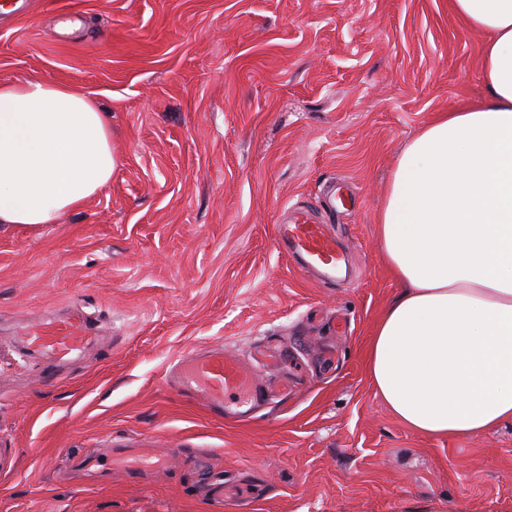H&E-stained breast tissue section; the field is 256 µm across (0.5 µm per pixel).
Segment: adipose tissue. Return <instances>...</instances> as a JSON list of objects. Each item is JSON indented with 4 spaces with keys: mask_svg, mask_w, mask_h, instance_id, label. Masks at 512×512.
I'll list each match as a JSON object with an SVG mask.
<instances>
[{
    "mask_svg": "<svg viewBox=\"0 0 512 512\" xmlns=\"http://www.w3.org/2000/svg\"><path fill=\"white\" fill-rule=\"evenodd\" d=\"M485 41L477 107L442 113L400 156L378 216L401 285L367 350L375 393L431 438L512 421V0H451ZM95 101L0 82V224H55L112 179Z\"/></svg>",
    "mask_w": 512,
    "mask_h": 512,
    "instance_id": "ef3b65f1",
    "label": "adipose tissue"
}]
</instances>
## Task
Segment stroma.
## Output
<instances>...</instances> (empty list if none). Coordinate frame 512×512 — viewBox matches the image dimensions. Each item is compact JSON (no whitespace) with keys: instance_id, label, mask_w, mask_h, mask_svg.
<instances>
[{"instance_id":"1","label":"stroma","mask_w":512,"mask_h":512,"mask_svg":"<svg viewBox=\"0 0 512 512\" xmlns=\"http://www.w3.org/2000/svg\"><path fill=\"white\" fill-rule=\"evenodd\" d=\"M23 2L0 0V82L92 96L116 168L58 223L0 225V512H512V422L416 433L365 360L401 290L388 180L427 122L486 99L482 34L449 0ZM340 181L324 283L276 226ZM77 316L82 350L28 345ZM217 346L275 390L247 419L174 390ZM115 448L173 456L136 479ZM219 478L247 495L208 500Z\"/></svg>"}]
</instances>
